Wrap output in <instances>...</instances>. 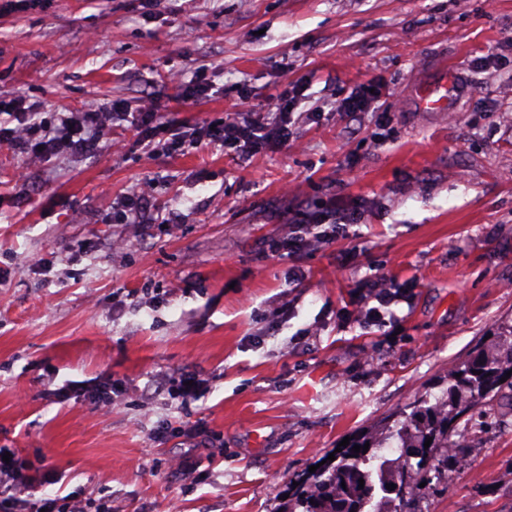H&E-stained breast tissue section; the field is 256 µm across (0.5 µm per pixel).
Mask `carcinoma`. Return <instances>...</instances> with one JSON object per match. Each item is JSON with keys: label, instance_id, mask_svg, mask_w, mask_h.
<instances>
[{"label": "carcinoma", "instance_id": "carcinoma-1", "mask_svg": "<svg viewBox=\"0 0 512 512\" xmlns=\"http://www.w3.org/2000/svg\"><path fill=\"white\" fill-rule=\"evenodd\" d=\"M495 348H475L448 374L439 393H426L413 402L410 413L395 419L381 431H362L349 440L335 460L315 472H305L288 482V498L279 512H364V505L378 495L376 512H420V484L461 465L468 451V431L476 409L493 394L512 389V328L494 338ZM506 381H501V378ZM432 438L429 447L425 440ZM369 445L365 453L356 445ZM396 447L390 460L383 449ZM364 488H359V480ZM394 484L392 491L386 485Z\"/></svg>", "mask_w": 512, "mask_h": 512}]
</instances>
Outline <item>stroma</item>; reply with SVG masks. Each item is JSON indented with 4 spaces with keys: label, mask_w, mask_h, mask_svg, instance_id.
<instances>
[{
    "label": "stroma",
    "mask_w": 512,
    "mask_h": 512,
    "mask_svg": "<svg viewBox=\"0 0 512 512\" xmlns=\"http://www.w3.org/2000/svg\"><path fill=\"white\" fill-rule=\"evenodd\" d=\"M490 50L501 66L478 67ZM171 69L209 96L182 101ZM306 76L293 143L250 157L152 155L121 125L119 155L0 146V448L41 493L277 512L289 478L512 325V0H0V93L46 119L121 101L218 123ZM442 79L447 109L422 108ZM360 84L383 111L337 110ZM147 179L153 207L128 223ZM332 207L360 214L349 238L267 255ZM370 277L409 290L382 328L356 303ZM186 370L203 398H146ZM104 379L111 411L59 396ZM485 410L476 474L433 481L422 512H512V403ZM166 421L182 433L156 439Z\"/></svg>",
    "instance_id": "stroma-1"
}]
</instances>
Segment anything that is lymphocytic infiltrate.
I'll use <instances>...</instances> for the list:
<instances>
[{"instance_id": "obj_1", "label": "lymphocytic infiltrate", "mask_w": 512, "mask_h": 512, "mask_svg": "<svg viewBox=\"0 0 512 512\" xmlns=\"http://www.w3.org/2000/svg\"><path fill=\"white\" fill-rule=\"evenodd\" d=\"M303 94V84H295L260 109L235 113L215 125L166 121L146 105L126 114L117 105L60 112L53 124L46 125L36 121L33 106L27 105L23 98L0 97V116L9 118L8 123L0 124V144L34 156L41 152L89 154L98 150L105 130L114 116L121 114L135 128L141 146L164 155H181L217 144L227 151L251 156L267 147L288 145L293 138L294 106ZM358 220V213L336 209L306 216L288 238L276 241L272 250L279 256L300 251L307 244L306 233L311 227L319 228L320 239L328 243L348 238L351 225ZM405 297L397 283L376 278L364 280L357 292L364 321L370 326L384 325L392 306ZM32 488L33 479L25 473L18 457H11L7 462L0 460V512H112V499L108 496L97 498L75 492L57 500L35 497Z\"/></svg>"}]
</instances>
